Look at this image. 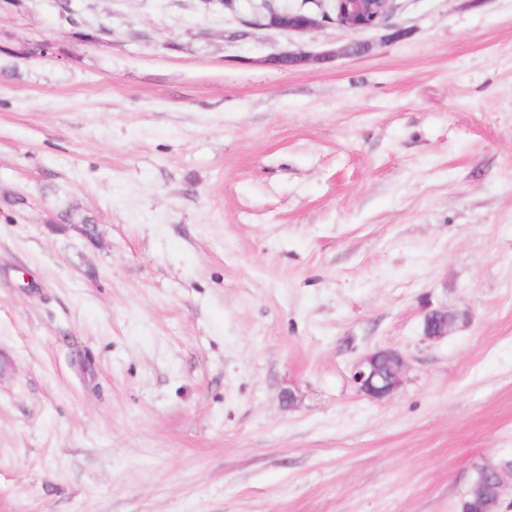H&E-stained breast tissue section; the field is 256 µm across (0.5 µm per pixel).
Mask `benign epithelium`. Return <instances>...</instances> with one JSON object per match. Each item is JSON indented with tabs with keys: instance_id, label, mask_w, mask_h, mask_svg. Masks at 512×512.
<instances>
[{
	"instance_id": "7a95c632",
	"label": "benign epithelium",
	"mask_w": 512,
	"mask_h": 512,
	"mask_svg": "<svg viewBox=\"0 0 512 512\" xmlns=\"http://www.w3.org/2000/svg\"><path fill=\"white\" fill-rule=\"evenodd\" d=\"M386 8L381 13H374L375 4L370 0H329L328 4H320L321 13L329 15L337 10L338 16L332 24L349 35L356 36L365 31L377 28L386 23L392 10V0H385ZM325 22L317 19L312 12L303 14H288V24L274 25V28L287 33L301 35L311 30L322 28ZM337 56L335 51H323L318 54L306 47L297 45L293 49L273 54L269 61L281 68H296L310 62H324ZM56 234H64L71 229L81 232L90 242L98 240L97 225L95 224H66L62 221L49 225ZM455 317L443 309L430 310L424 317V336L428 340H440L448 335V329L453 325ZM406 364L404 356L397 350L378 349L363 355L352 370V381L357 390L375 400L386 398L395 393L403 382V370Z\"/></svg>"
}]
</instances>
